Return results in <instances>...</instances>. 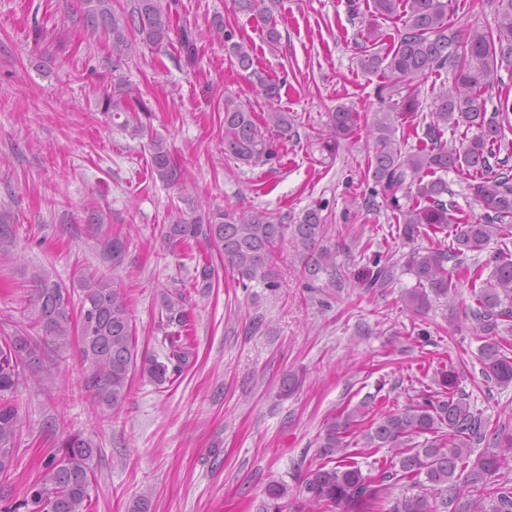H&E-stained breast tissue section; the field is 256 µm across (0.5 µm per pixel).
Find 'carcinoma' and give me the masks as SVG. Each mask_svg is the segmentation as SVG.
<instances>
[{
	"mask_svg": "<svg viewBox=\"0 0 512 512\" xmlns=\"http://www.w3.org/2000/svg\"><path fill=\"white\" fill-rule=\"evenodd\" d=\"M238 8L262 23L265 43L276 46L281 34L271 14L274 0H236ZM495 27L465 34L448 20V0H372L374 13L401 22L397 40L382 54L368 53L360 61L362 70L381 74L380 98L410 92L419 78L452 64L455 91L441 90L434 99L429 121L418 144L409 148L397 137V104L381 107L370 126L375 141L374 156L368 160L365 179L373 182L364 205L381 197L396 218L399 235L413 241L433 232L453 236L452 245L415 249L405 256L404 267L416 286L403 295L405 308L421 314L432 299L446 297L457 287L455 279L470 271L467 254L481 252L493 240L501 247L486 262L489 277L474 296V306L465 313L476 339L481 342L478 359L486 381L498 386L512 384V354L500 337L512 331V251L506 247L507 227L512 225V155L507 153L506 130L512 131V104L500 103V111L487 115L486 93L503 64H512V0H493ZM81 21L92 37L103 38L112 48V68L130 59L135 41L153 47L172 43L178 37L188 64L196 61L197 25L178 10V0H134L131 11H118L112 0H84ZM212 30L224 34V49L237 66L249 72L267 102V112L257 120L234 97H224V154L243 165L276 158L268 132L286 139L295 133L294 116L281 109V85L254 68V50L233 40L224 22L216 19ZM101 112L117 122L130 136L141 135L147 109L122 81L113 84L100 98ZM357 115L346 106L329 113L326 128L317 133L322 148L336 150L341 139L355 132ZM464 128L460 146L450 147L444 133ZM152 170L168 187L178 189L184 206L169 213L160 235L171 248L202 240L221 258L224 268L237 275L244 288L255 283L273 292L279 288L275 271L278 243L291 235L300 257L303 275L309 282L326 276L327 285L342 287L336 250L324 244L328 218L321 209L307 210L300 223L284 224L267 213H239L232 209L202 210L194 206L190 180L174 159L162 137L150 141ZM455 171L464 176L467 195L480 203L484 214L476 221L454 216L458 207L445 176ZM398 262L381 256L373 259V270L363 280L366 290L387 288L395 280ZM219 276L212 264L195 270L194 284L209 289ZM34 291L32 331L8 337L0 346V502L6 500L5 482L15 463V443L20 430L19 412L10 396L27 374L43 368L41 342L45 338L63 348L72 336L71 304L79 295V351L89 364L84 389L98 407L119 413L128 396L131 375L140 372L158 386L174 383L189 368L194 352L183 331L189 316L180 290L167 291L161 301L164 331L161 345L165 360L141 355L133 336L127 295L120 281L95 272L78 281L71 292L44 271L31 277ZM305 374L290 369L281 379V393L288 397L303 387ZM437 390L410 400L404 408H389L370 415L363 400L326 419L317 437L320 463L309 470L299 494L308 512H333L346 507L351 512H371L374 505L389 504L387 512H484L482 495L492 477L512 470V424L488 430L481 414L472 408L470 395L460 387L454 364L435 373ZM424 440L417 441L418 437ZM489 449L472 457L474 446ZM388 448L389 466L376 475H363L351 456L353 445ZM99 448L80 434H68L46 462L45 477L33 484L26 498L4 512H85L94 472L92 461ZM410 486L417 492L394 494ZM257 512H283L290 487L281 480L270 481ZM496 512H512V484L504 481L493 488Z\"/></svg>",
	"mask_w": 512,
	"mask_h": 512,
	"instance_id": "1",
	"label": "carcinoma"
}]
</instances>
